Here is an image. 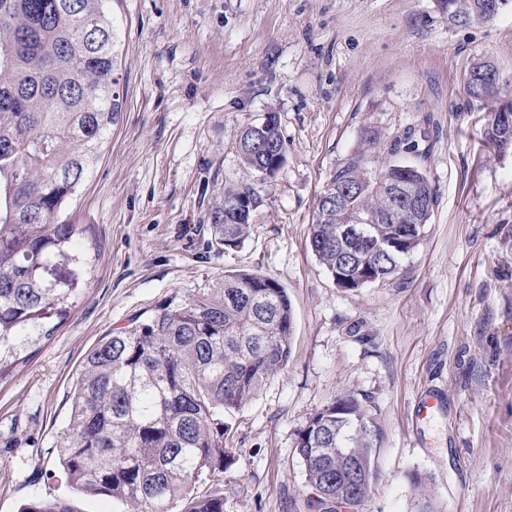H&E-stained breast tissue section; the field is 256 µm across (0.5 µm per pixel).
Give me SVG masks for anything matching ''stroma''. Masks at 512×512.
Here are the masks:
<instances>
[{"label": "stroma", "instance_id": "obj_1", "mask_svg": "<svg viewBox=\"0 0 512 512\" xmlns=\"http://www.w3.org/2000/svg\"><path fill=\"white\" fill-rule=\"evenodd\" d=\"M125 104L64 218L85 227L92 271L52 337L0 376V512L62 500L125 512L66 484L53 448L89 350L172 294L224 273L278 280L294 311L287 366L224 415V512H308L299 432L340 393L367 396L379 427L362 512H512V149L488 142L463 77L477 60L512 97V5L450 24L435 0H112ZM275 113L286 161L260 184L237 152ZM425 132L436 192L400 275L336 288L309 242L331 172L377 140ZM262 185L250 234L211 243L226 184ZM420 473L423 486L410 476Z\"/></svg>", "mask_w": 512, "mask_h": 512}]
</instances>
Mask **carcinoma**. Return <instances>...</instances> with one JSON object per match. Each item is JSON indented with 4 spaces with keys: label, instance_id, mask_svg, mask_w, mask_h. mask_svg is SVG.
<instances>
[{
    "label": "carcinoma",
    "instance_id": "1",
    "mask_svg": "<svg viewBox=\"0 0 512 512\" xmlns=\"http://www.w3.org/2000/svg\"><path fill=\"white\" fill-rule=\"evenodd\" d=\"M110 0H0V376L26 360L25 349L55 329L92 269L79 247L83 230L61 218L69 198L100 159V148L123 109ZM509 0H436L453 21L482 24L486 3ZM465 75L467 94L492 107L485 137L494 146L512 138L499 119L500 81ZM240 134V158L260 172L250 141ZM422 156L406 134L389 153ZM403 181L422 191L423 223L395 217L383 183ZM349 190L343 209L324 211L320 199L310 245L331 278L343 274L349 290L383 283L400 273L419 244L385 257L368 241L336 239V226L372 214L373 239H394L416 226L425 237L436 193L420 162H393L374 171L370 152L357 151L333 171L321 195ZM259 190L227 186L210 212L218 245L234 249L247 238ZM374 270L364 275L365 268ZM294 316L287 289L276 279L229 272L211 288L174 294L151 314L102 337L86 355L71 395L69 424L56 443L67 484L90 496L124 502L131 512H224L215 480L231 457L224 448V413L244 406L288 363ZM379 425L370 398L343 394L319 409L298 436L296 453L312 512H336V491L358 474L357 491L343 499L359 507L375 473ZM22 512H71L59 500L32 502Z\"/></svg>",
    "mask_w": 512,
    "mask_h": 512
}]
</instances>
